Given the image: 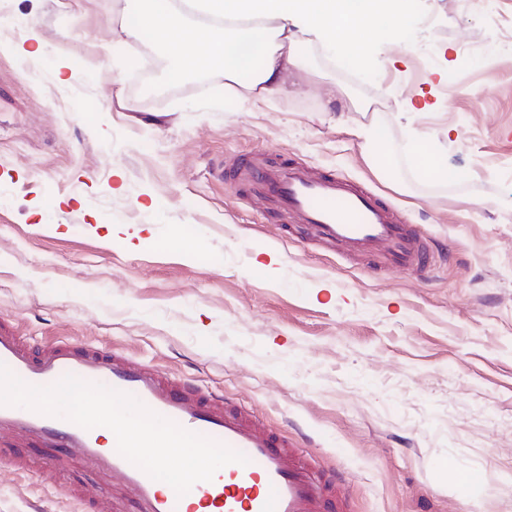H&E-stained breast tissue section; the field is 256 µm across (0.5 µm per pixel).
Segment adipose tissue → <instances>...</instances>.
Masks as SVG:
<instances>
[{
    "instance_id": "ef3b65f1",
    "label": "adipose tissue",
    "mask_w": 512,
    "mask_h": 512,
    "mask_svg": "<svg viewBox=\"0 0 512 512\" xmlns=\"http://www.w3.org/2000/svg\"><path fill=\"white\" fill-rule=\"evenodd\" d=\"M409 0H127L128 38L164 52L178 83L206 70L224 75L240 98L284 91L300 69L305 26L351 66L366 64L365 44L396 42Z\"/></svg>"
}]
</instances>
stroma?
<instances>
[{
	"mask_svg": "<svg viewBox=\"0 0 512 512\" xmlns=\"http://www.w3.org/2000/svg\"><path fill=\"white\" fill-rule=\"evenodd\" d=\"M125 8L0 0V323L242 407L335 480L340 512H512V0H410L367 68L306 36L287 92L256 102L217 72L172 87L150 48L113 61ZM30 26L36 59L12 50ZM414 135L454 178L415 168ZM282 164L381 193L435 269L312 242L251 178ZM52 457L0 445V512H82L75 492L105 485Z\"/></svg>",
	"mask_w": 512,
	"mask_h": 512,
	"instance_id": "35a3bbf8",
	"label": "stroma"
}]
</instances>
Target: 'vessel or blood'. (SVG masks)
<instances>
[{"label":"vessel or blood","mask_w":512,"mask_h":512,"mask_svg":"<svg viewBox=\"0 0 512 512\" xmlns=\"http://www.w3.org/2000/svg\"><path fill=\"white\" fill-rule=\"evenodd\" d=\"M259 179L317 242L349 255L381 252L395 267H428L426 249L411 226L399 223L394 211L372 192L333 177L311 176L299 166L263 173ZM0 363L32 385L48 386L73 375L132 395L156 414L248 459L244 465L224 466L213 480L194 485L180 497L174 489H160L116 448L104 447L97 429L0 406V436L41 443L55 449L58 462L83 463L108 477L106 487L86 492V512H112L114 493L124 491L134 496L137 512H194L197 499L216 512H328L331 506L315 485L304 455L290 448L286 436L248 417L242 408L227 407L222 399L133 362L122 352L89 343L36 349L0 325Z\"/></svg>","instance_id":"obj_1"}]
</instances>
